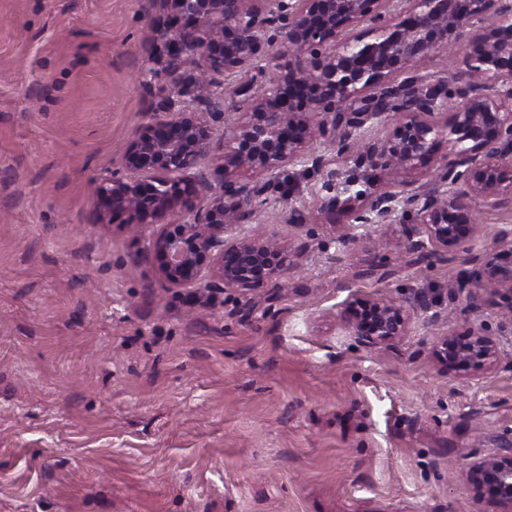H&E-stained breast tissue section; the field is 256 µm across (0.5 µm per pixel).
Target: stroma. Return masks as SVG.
I'll return each mask as SVG.
<instances>
[{
  "instance_id": "obj_1",
  "label": "stroma",
  "mask_w": 512,
  "mask_h": 512,
  "mask_svg": "<svg viewBox=\"0 0 512 512\" xmlns=\"http://www.w3.org/2000/svg\"><path fill=\"white\" fill-rule=\"evenodd\" d=\"M163 9L0 0V512H492L468 475L512 453V343L477 377L433 345L497 332L501 299L455 284L512 207L430 264L398 224H260L288 287L165 284L152 227L98 224L91 200L167 91L139 83ZM436 289L387 345L342 320Z\"/></svg>"
}]
</instances>
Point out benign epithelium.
<instances>
[{
  "mask_svg": "<svg viewBox=\"0 0 512 512\" xmlns=\"http://www.w3.org/2000/svg\"><path fill=\"white\" fill-rule=\"evenodd\" d=\"M170 2L155 31L171 89L93 192L99 223L157 227L165 283L247 294L281 283L288 250L245 228L259 211L283 224H402L406 250L440 256L480 237L482 207L512 205V0ZM276 44L286 62L260 85L253 72ZM461 44L466 79L419 71ZM216 93L238 111L217 154ZM455 287L507 299L512 320V233ZM343 321L380 345L407 335L412 312L380 298ZM500 352L472 327L436 342L447 368L474 375ZM473 481L512 512V456L475 465Z\"/></svg>",
  "mask_w": 512,
  "mask_h": 512,
  "instance_id": "benign-epithelium-1",
  "label": "benign epithelium"
}]
</instances>
